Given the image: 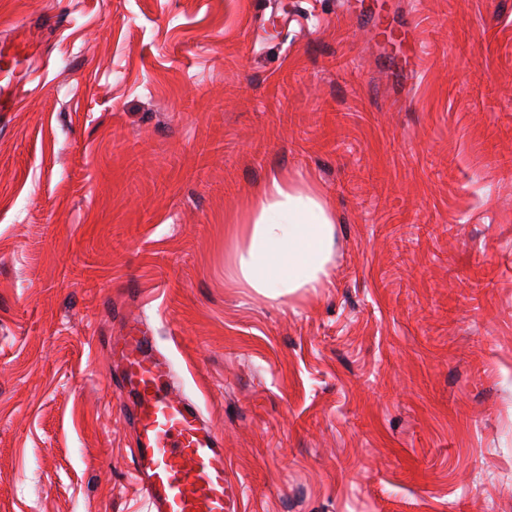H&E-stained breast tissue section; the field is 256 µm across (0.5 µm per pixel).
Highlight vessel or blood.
Instances as JSON below:
<instances>
[{
	"label": "vessel or blood",
	"mask_w": 512,
	"mask_h": 512,
	"mask_svg": "<svg viewBox=\"0 0 512 512\" xmlns=\"http://www.w3.org/2000/svg\"><path fill=\"white\" fill-rule=\"evenodd\" d=\"M107 347L118 369L116 399L135 431L134 481L147 512H230L223 440L176 386L151 325L129 318Z\"/></svg>",
	"instance_id": "obj_1"
}]
</instances>
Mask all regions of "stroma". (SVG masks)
Returning <instances> with one entry per match:
<instances>
[{"label":"stroma","instance_id":"obj_1","mask_svg":"<svg viewBox=\"0 0 512 512\" xmlns=\"http://www.w3.org/2000/svg\"><path fill=\"white\" fill-rule=\"evenodd\" d=\"M0 95V512H146L140 314L237 512H512V0H0ZM273 169L336 216L276 300L224 272Z\"/></svg>","mask_w":512,"mask_h":512}]
</instances>
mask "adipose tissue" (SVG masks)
Returning <instances> with one entry per match:
<instances>
[{
    "mask_svg": "<svg viewBox=\"0 0 512 512\" xmlns=\"http://www.w3.org/2000/svg\"><path fill=\"white\" fill-rule=\"evenodd\" d=\"M228 258L237 287L271 299L321 287L336 246L329 201L315 187L270 171L253 192L247 217L234 224Z\"/></svg>",
    "mask_w": 512,
    "mask_h": 512,
    "instance_id": "1",
    "label": "adipose tissue"
}]
</instances>
